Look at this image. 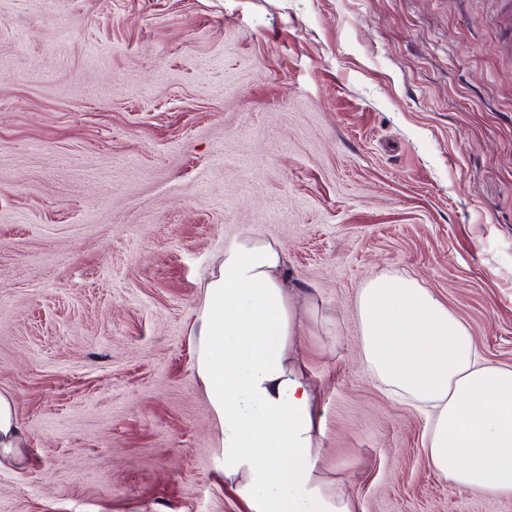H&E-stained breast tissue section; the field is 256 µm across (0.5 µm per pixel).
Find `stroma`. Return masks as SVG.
I'll return each mask as SVG.
<instances>
[{"mask_svg": "<svg viewBox=\"0 0 512 512\" xmlns=\"http://www.w3.org/2000/svg\"><path fill=\"white\" fill-rule=\"evenodd\" d=\"M503 0H0V512H246L193 373L203 285L278 242L321 477L356 512H512L428 465L356 299L411 277L512 366ZM24 443L14 401L8 394L0 393V458L18 457Z\"/></svg>", "mask_w": 512, "mask_h": 512, "instance_id": "obj_1", "label": "stroma"}]
</instances>
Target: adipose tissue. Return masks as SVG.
Instances as JSON below:
<instances>
[{"mask_svg": "<svg viewBox=\"0 0 512 512\" xmlns=\"http://www.w3.org/2000/svg\"><path fill=\"white\" fill-rule=\"evenodd\" d=\"M278 244L243 236L204 286L193 370L216 416L224 480L248 512H354L314 476L320 423L289 358L298 318ZM360 359L387 390L425 409L422 452L456 487L512 497V367L480 359L468 327L412 278L360 289Z\"/></svg>", "mask_w": 512, "mask_h": 512, "instance_id": "adipose-tissue-1", "label": "adipose tissue"}]
</instances>
